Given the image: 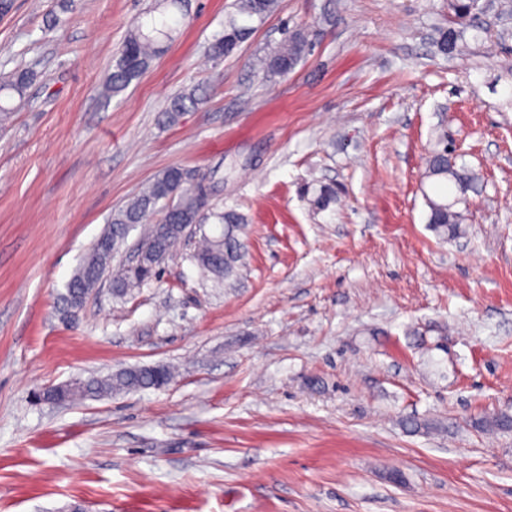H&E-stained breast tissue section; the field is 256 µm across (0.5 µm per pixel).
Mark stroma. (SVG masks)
Returning <instances> with one entry per match:
<instances>
[{
    "mask_svg": "<svg viewBox=\"0 0 512 512\" xmlns=\"http://www.w3.org/2000/svg\"><path fill=\"white\" fill-rule=\"evenodd\" d=\"M153 0H17L0 20V512H512V0H279L234 54L235 0H188L167 50L101 86ZM308 31L285 76L251 67ZM208 104L165 123L168 99ZM436 149L464 233L428 223ZM206 174L248 220L237 276L177 247L75 323L57 297L114 212L160 172ZM168 364L162 388L35 392ZM424 177L436 179L441 184L445 181L452 183L461 193L472 187L474 181V178L464 170L455 168V164L448 159L446 150L434 151L429 156Z\"/></svg>",
    "mask_w": 512,
    "mask_h": 512,
    "instance_id": "1",
    "label": "stroma"
}]
</instances>
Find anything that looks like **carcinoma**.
Returning <instances> with one entry per match:
<instances>
[{
  "label": "carcinoma",
  "instance_id": "cac0c4a2",
  "mask_svg": "<svg viewBox=\"0 0 512 512\" xmlns=\"http://www.w3.org/2000/svg\"><path fill=\"white\" fill-rule=\"evenodd\" d=\"M185 0H154L153 10L160 17H151L147 23H138L127 34L113 59L112 72L104 93L115 94L126 89L161 54L163 44L173 39L176 31L174 18L169 10L182 12ZM277 7V0H236L235 13L224 23V31L211 44L214 57L235 53L240 44L253 32V22L263 21ZM476 0H448L454 24L463 25L472 17ZM460 35L453 28L441 34L437 40L439 50L446 54L461 51ZM308 35L297 30L281 41L274 50L259 60L260 67L271 74L284 75L292 71L308 53ZM31 74L25 69L13 72L0 83V91L8 90L23 95ZM207 97L196 88L173 95L164 112L168 124L177 123L186 112L198 110ZM424 177L449 182L460 192L472 187L474 178L458 170L448 159L447 151L433 152L426 163ZM192 178L179 167H170L159 173L154 180L129 204L114 214L102 240L112 241L113 248L91 247L76 267L72 277L58 295L60 310L67 318H74L82 307L85 297L95 289L107 272L114 253L130 229L146 224L155 211L162 214L157 224H147L140 242L145 245L138 262L131 268L121 267L113 275L112 288L123 294L128 289L141 285L156 277L173 246L179 242L189 224H203L213 217L220 230L211 236L206 234L198 242L192 258L201 271L216 281L235 276L243 265L246 250L239 233L247 223L246 217L232 209L223 212L204 211L198 195L190 189ZM429 223L444 235L454 237L460 232V214L452 210L444 194L428 199ZM173 371L168 365L136 367L121 370L105 378L89 377L65 389L66 400L85 397H100L114 392H125L141 388H160L168 385Z\"/></svg>",
  "mask_w": 512,
  "mask_h": 512
}]
</instances>
